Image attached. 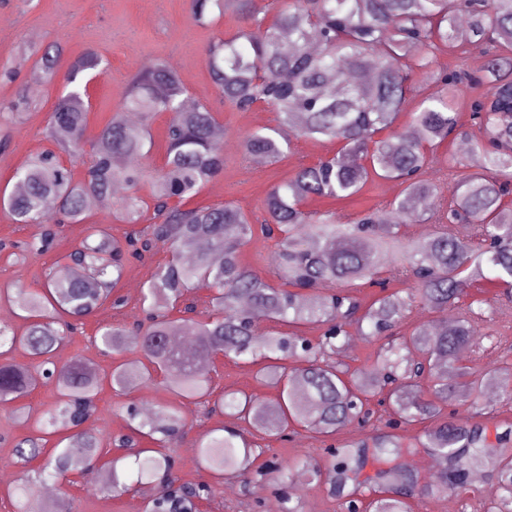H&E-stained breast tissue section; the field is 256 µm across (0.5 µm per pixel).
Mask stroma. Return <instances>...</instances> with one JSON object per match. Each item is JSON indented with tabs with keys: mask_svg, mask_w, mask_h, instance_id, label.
I'll use <instances>...</instances> for the list:
<instances>
[{
	"mask_svg": "<svg viewBox=\"0 0 512 512\" xmlns=\"http://www.w3.org/2000/svg\"><path fill=\"white\" fill-rule=\"evenodd\" d=\"M243 19L225 12L212 23H196L190 12V0H0V65H7L13 80L0 79V103L13 99L30 78L32 63L43 51L61 44L64 54L59 61V75L45 84L39 94V105L11 129V144L0 151V185L15 186L14 173L31 156L48 149L44 128L49 116L64 93V71L86 49L92 48L108 62V71L90 88L87 100L86 137L96 135L118 109L126 87L138 67L156 60L169 66L182 79L191 98L212 101L224 130V171L212 180L195 198L198 206L232 202L255 218H263L264 201L270 189L286 180L297 169L317 163L336 150L335 144L309 139L293 140L285 159L276 164L255 162L244 157L240 148L243 134L273 125L272 110L257 106L239 112L219 103L209 76L207 47L217 37H227L243 27ZM394 181L366 186L349 199L319 198L308 207L334 212L339 222L346 223L367 209H387L400 192ZM104 213L91 209L85 222L63 224L51 249L43 255L19 261L0 254V289L21 286L40 290L44 275L78 247L87 235V227L99 223ZM170 251L166 242L155 243L143 261L125 271L120 293L126 299L121 311L125 322L143 318L141 288L150 279L159 263ZM469 294L491 300L495 308L496 328L504 345L512 346V300L507 299L492 269L468 289ZM110 310H102L85 319L82 328L61 347L58 359L67 363L80 357L95 366L99 373H110L113 359L104 355L95 343L100 323L109 320ZM256 369L231 360L216 362L213 374L216 393L243 390L260 400L275 398L276 391L255 376ZM168 399L160 388H146L127 395L104 387L97 398V413L89 426L103 435L120 436L127 431L128 411L132 408H158ZM15 404L0 401V512H14L9 489L21 470L9 466L14 442L26 435L29 425L16 418ZM222 416H213L193 423L173 446L175 474L180 481L194 485L211 483L210 474L196 462V442L200 434L225 424ZM262 447L281 459L295 456L322 459V443L304 430L287 438L268 437ZM92 476H71L61 479L74 512H126L129 506L144 507L152 496L151 487H142L118 498L95 495L90 485ZM298 503V512H338L335 499L326 481L314 480L311 474L291 479L286 486L276 484H244L234 480L230 486H217L211 499L203 501L200 512H271L281 506L284 495Z\"/></svg>",
	"mask_w": 512,
	"mask_h": 512,
	"instance_id": "stroma-1",
	"label": "stroma"
}]
</instances>
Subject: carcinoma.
Instances as JSON below:
<instances>
[{
	"mask_svg": "<svg viewBox=\"0 0 512 512\" xmlns=\"http://www.w3.org/2000/svg\"><path fill=\"white\" fill-rule=\"evenodd\" d=\"M215 10L248 20L208 47L217 97L240 112L266 104L277 114L276 126L242 136V153L276 164L294 138L339 147L273 186L264 203L267 217L259 224L233 203L186 208L224 170V151L214 141L217 113L190 99L178 74L155 61L138 69L121 107L90 141L82 180L73 179L52 149L16 170L23 190L0 198V204L15 223L34 224L38 232L20 243L1 242V252H47L60 231L57 216L84 220L91 201L111 197L118 184L131 194L112 219H148L121 240L108 224L89 225L81 246L46 275L41 290L3 293L10 313L24 325L19 331L0 322V400L26 397L35 369L53 375L57 391L54 406L14 446V465L41 460L11 487L16 512H40V485L90 473L87 460L110 454L114 446L131 451L137 484L166 487L150 509L199 512L212 488L179 481L171 444L189 425L186 410L210 402L211 411L236 421L203 433L197 442V463L220 483L286 481L303 467L316 469L310 460L274 455L256 464L265 450L249 437L283 436L300 427L326 444L328 484L339 512H413L420 495L464 500L477 471L488 476L483 512H512V420L496 419L482 402L484 387L494 382L501 401L512 403V363L489 368L461 358L485 340L498 348L490 303L468 296L466 288L485 264L512 286V207L504 202L512 189V0H281L270 21L259 17L255 0H190L199 24ZM474 39L491 45L482 76L463 68L432 70L436 52L462 55ZM62 54L59 45L43 52L32 83L0 104V112L12 122L23 118L40 83L55 76ZM104 67L93 49L69 66L70 90L48 122L57 149L81 140L87 123L84 78ZM416 71L437 91L411 113L419 132L412 137L397 120ZM475 85L486 89L469 97L467 107L483 137L473 143L468 161L438 153L448 139L462 135L456 102ZM161 112L171 114L167 150L162 166L148 173L140 159L147 154L151 122ZM434 167L454 176L447 205L438 202ZM145 180L150 205L136 195ZM376 180L403 185L391 203L389 224L376 210L338 224L332 214L304 207L321 197L350 198ZM422 200L433 203L430 213L418 212ZM424 223L428 231L406 236L407 226ZM257 229L275 242L274 283L242 261L241 248ZM155 240L169 242L173 257L144 285L146 321L110 322L98 330L103 353L134 348L140 357L118 363L107 379L77 356L59 365L60 347L84 319L108 305L124 306L117 288L125 266L144 258ZM367 287L379 288L370 301L361 297ZM196 288L209 290L211 308L200 311L186 302ZM181 302L184 316L174 319L170 312ZM415 308H456L459 316L439 331L418 325L407 335H393ZM308 324L322 330L315 344L301 334ZM353 332L377 344L366 364L354 370L335 360ZM18 348L32 367L8 362ZM213 351L259 366L260 376L277 390L275 399L226 392L210 401L211 370L198 357ZM290 360L299 366H288ZM106 382L122 392L158 383L170 401L155 416L131 415L129 433L105 439L84 424L97 412ZM422 382L429 399L421 395ZM387 402L393 413L384 416L378 407ZM354 422L373 434L330 443ZM416 425L422 429L408 445L404 432ZM49 435L57 437L52 448L46 447ZM145 438L155 447H139ZM421 450L439 463L427 483L406 463ZM123 460L114 456L97 472L95 494L116 498L131 490L122 477Z\"/></svg>",
	"mask_w": 512,
	"mask_h": 512,
	"instance_id": "cac0c4a2",
	"label": "carcinoma"
}]
</instances>
